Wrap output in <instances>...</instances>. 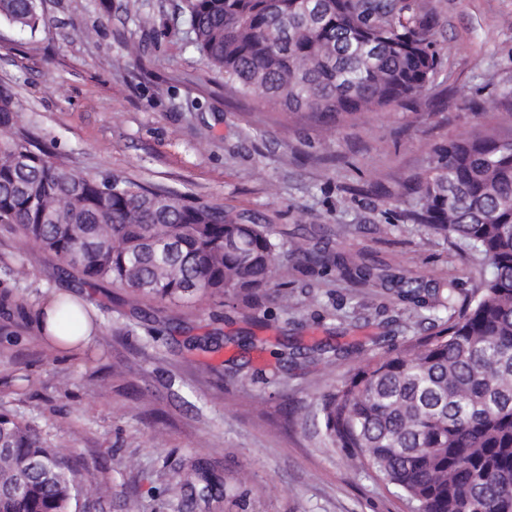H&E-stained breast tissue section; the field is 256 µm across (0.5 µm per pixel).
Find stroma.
Segmentation results:
<instances>
[{
  "instance_id": "stroma-1",
  "label": "stroma",
  "mask_w": 512,
  "mask_h": 512,
  "mask_svg": "<svg viewBox=\"0 0 512 512\" xmlns=\"http://www.w3.org/2000/svg\"><path fill=\"white\" fill-rule=\"evenodd\" d=\"M440 64L424 96L325 128L279 124L262 101L230 96L189 45L181 0H41L45 27L0 21V85L55 161L217 203L268 225L280 281L251 300L203 298L175 309L124 288H88L51 256L0 230L32 303L79 296L98 314L90 342L46 358L30 321L0 315V403L52 429L97 482V512H408L396 489L356 467L314 418L321 397L370 356L445 327L452 312L416 309L323 259L391 267L476 298L481 255L410 218L409 177L434 145L512 125V0H426ZM303 242L312 254L291 253ZM111 311L101 315V304ZM253 333L260 349H187L189 336ZM292 358L278 361L282 341ZM224 482L221 502L187 505L173 482L195 462Z\"/></svg>"
}]
</instances>
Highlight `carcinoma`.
I'll list each match as a JSON object with an SVG mask.
<instances>
[{
    "label": "carcinoma",
    "instance_id": "carcinoma-1",
    "mask_svg": "<svg viewBox=\"0 0 512 512\" xmlns=\"http://www.w3.org/2000/svg\"><path fill=\"white\" fill-rule=\"evenodd\" d=\"M182 0L191 44L234 94L278 115L334 124L420 96L439 63L432 16L418 0ZM0 19L34 33L39 0H0ZM21 105L0 87V226L54 257L91 288L130 290L172 305L250 297L280 286L270 230L217 204L92 176L53 160L19 124ZM411 219L479 253L491 269L476 299L448 327L409 349L373 356L318 413L332 444L402 491L413 512H512V128L436 146L430 167L407 181ZM342 273L396 288L417 308L440 285H412L389 270L338 254ZM0 307L39 322L13 292L23 268L4 263ZM56 326L96 327L84 302L56 295ZM219 479L201 464L180 482L215 498ZM92 473L51 433L0 408V512H78Z\"/></svg>",
    "mask_w": 512,
    "mask_h": 512
}]
</instances>
